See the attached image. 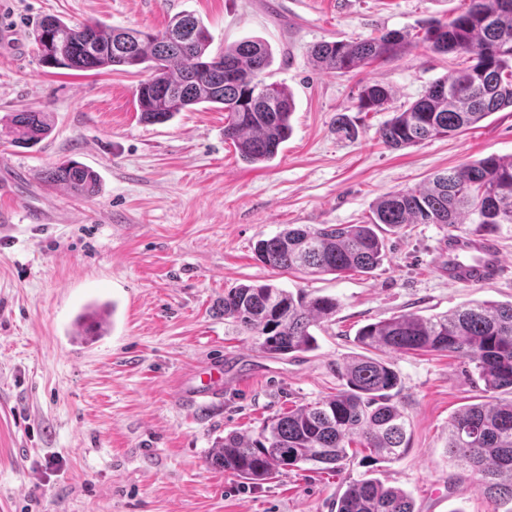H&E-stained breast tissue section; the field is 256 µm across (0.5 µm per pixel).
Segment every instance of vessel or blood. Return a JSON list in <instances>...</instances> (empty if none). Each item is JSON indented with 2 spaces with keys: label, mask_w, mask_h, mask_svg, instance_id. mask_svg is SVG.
Segmentation results:
<instances>
[{
  "label": "vessel or blood",
  "mask_w": 512,
  "mask_h": 512,
  "mask_svg": "<svg viewBox=\"0 0 512 512\" xmlns=\"http://www.w3.org/2000/svg\"><path fill=\"white\" fill-rule=\"evenodd\" d=\"M503 262L498 250L485 238L458 235L448 240V281L483 284L499 277Z\"/></svg>",
  "instance_id": "b4317fda"
}]
</instances>
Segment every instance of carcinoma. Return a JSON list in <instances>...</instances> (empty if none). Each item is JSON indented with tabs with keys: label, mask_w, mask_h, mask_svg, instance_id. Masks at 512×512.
Returning a JSON list of instances; mask_svg holds the SVG:
<instances>
[{
	"label": "carcinoma",
	"mask_w": 512,
	"mask_h": 512,
	"mask_svg": "<svg viewBox=\"0 0 512 512\" xmlns=\"http://www.w3.org/2000/svg\"><path fill=\"white\" fill-rule=\"evenodd\" d=\"M425 40L440 53L471 55L473 64L433 82L379 128V138L392 149L459 134L512 108V0H469L454 18L430 23ZM35 41L46 67H126L145 74L136 104L146 123L167 122L199 104L220 105L224 140L247 163L273 160L291 134L293 96L285 85L265 81L271 47L246 38L214 52L208 27L192 12L177 14L156 32L99 21L71 24L47 15L37 25ZM407 46L405 35L388 31L361 41H323L310 56L320 69L344 74L390 59ZM392 99L390 86L373 82L362 88L358 108L382 111ZM4 127L20 147L37 144L52 131L49 113L40 110L9 112ZM44 179L82 196L99 191L96 172L74 161L47 169ZM406 224H446L458 233L473 224L486 234L512 224V155H489L437 174L421 188L389 193L375 204L367 224H292L258 240L255 253L275 270L369 273L384 255V234ZM337 308L331 296L294 294L273 283L238 285L224 292L222 303L224 323L271 356L312 349L311 328L330 321ZM108 318L88 307L77 318L76 335H105ZM357 340L364 353L344 365V384L336 394L272 418L255 436L225 435L207 466L252 482L300 464L340 472L354 457L349 452L354 444L377 459H397L409 448L410 423L394 401L398 373L377 353L447 352L475 364L486 392L484 401L452 416L448 459L477 475L476 483L501 512H512V302H475L429 317L402 314L363 326ZM336 512L415 510L405 491L365 472L349 481Z\"/></svg>",
	"instance_id": "obj_1"
}]
</instances>
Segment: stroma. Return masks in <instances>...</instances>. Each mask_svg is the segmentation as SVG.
<instances>
[{"instance_id":"1","label":"stroma","mask_w":512,"mask_h":512,"mask_svg":"<svg viewBox=\"0 0 512 512\" xmlns=\"http://www.w3.org/2000/svg\"><path fill=\"white\" fill-rule=\"evenodd\" d=\"M466 0H5L11 33L0 38V117L49 113V137L25 148L0 130V512H336L365 471L411 495L416 512H495L467 472L448 459V423L480 402L468 359L391 355L401 378L410 448L393 462L355 459L341 472L284 467L245 483L205 459L216 438L258 433L268 419L335 394L359 352L358 330L400 314L446 313L482 301L512 302V224L491 236L504 271L476 286L449 284L444 224L385 236L368 274L307 275L259 261L257 240L290 224H362L382 196L489 155L512 154V110L479 128L393 150L378 129L436 79L470 65L424 39ZM202 18L213 50L245 38L267 42V79L295 100L292 133L270 166L241 160L224 140V113L200 106L148 124L135 106L140 77L47 68L33 36L55 15L74 24L158 31L181 11ZM396 30L401 54L346 74L316 69L317 43ZM381 81L388 110L362 112L358 94ZM356 126L339 138V116ZM69 161L100 177L90 198L45 182ZM55 207L53 223L33 212ZM272 282L332 296L335 316L313 328V349L273 357L246 335H226L216 310L228 289ZM114 306L111 331L71 338L84 306ZM218 391L189 397L211 369Z\"/></svg>"}]
</instances>
